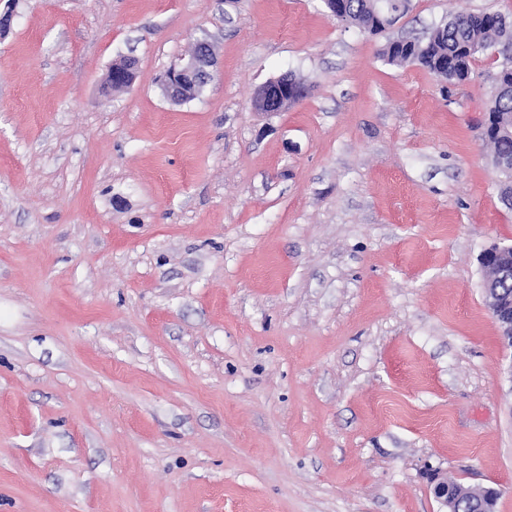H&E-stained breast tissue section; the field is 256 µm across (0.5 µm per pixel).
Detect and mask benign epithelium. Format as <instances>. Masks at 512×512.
Segmentation results:
<instances>
[{
	"mask_svg": "<svg viewBox=\"0 0 512 512\" xmlns=\"http://www.w3.org/2000/svg\"><path fill=\"white\" fill-rule=\"evenodd\" d=\"M216 55L213 45L206 39H198L193 50L182 62L171 68L162 83L164 95L173 103L181 104L197 96L213 79ZM137 60L125 57L112 65L105 90L124 91L134 82ZM293 78L283 75L262 86L255 99V107L262 113L280 112L295 103L288 94ZM484 269L483 293L486 306L498 324L503 341L512 347V301L506 302L501 285L512 280V245L492 244L480 257ZM429 479L435 498L445 507L444 512H461L465 505L476 512H494L499 492L494 488L480 490L448 479L437 470Z\"/></svg>",
	"mask_w": 512,
	"mask_h": 512,
	"instance_id": "1",
	"label": "benign epithelium"
}]
</instances>
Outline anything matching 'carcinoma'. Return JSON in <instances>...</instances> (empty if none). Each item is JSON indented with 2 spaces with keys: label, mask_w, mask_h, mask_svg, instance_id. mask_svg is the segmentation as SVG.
<instances>
[{
  "label": "carcinoma",
  "mask_w": 512,
  "mask_h": 512,
  "mask_svg": "<svg viewBox=\"0 0 512 512\" xmlns=\"http://www.w3.org/2000/svg\"><path fill=\"white\" fill-rule=\"evenodd\" d=\"M341 19L364 31L373 26L369 0H341ZM462 43L477 50L462 60L455 54ZM512 46V19L499 13L457 14L434 28L424 40L401 39L389 42L383 57L390 63H415L439 80L464 81L472 73V63L496 47ZM512 122V69H502L488 110L487 122Z\"/></svg>",
  "instance_id": "1"
}]
</instances>
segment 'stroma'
Masks as SVG:
<instances>
[{
    "mask_svg": "<svg viewBox=\"0 0 512 512\" xmlns=\"http://www.w3.org/2000/svg\"><path fill=\"white\" fill-rule=\"evenodd\" d=\"M0 512H512V348L481 290L512 210L481 123L385 45L512 0H0ZM208 36L213 81L159 80ZM131 55L133 86L106 94ZM284 74L305 97L264 115ZM337 1V0H336ZM335 0H325L327 8L336 16L340 11V18L349 25L356 26L366 32L373 26L374 18L371 14V4L369 0H342V8L340 10L338 2ZM383 30L370 31L371 34H377ZM429 479L435 498L445 507L442 512H460L463 506L470 505L474 512H494V504L499 492L494 488L480 490L448 479V475L432 470ZM474 496L476 498H474Z\"/></svg>",
    "mask_w": 512,
    "mask_h": 512,
    "instance_id": "1",
    "label": "stroma"
}]
</instances>
